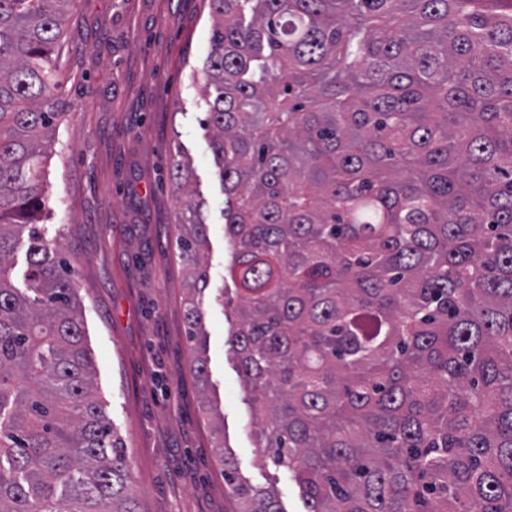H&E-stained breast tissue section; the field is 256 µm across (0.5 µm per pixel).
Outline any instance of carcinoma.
Masks as SVG:
<instances>
[{"instance_id":"obj_1","label":"carcinoma","mask_w":512,"mask_h":512,"mask_svg":"<svg viewBox=\"0 0 512 512\" xmlns=\"http://www.w3.org/2000/svg\"><path fill=\"white\" fill-rule=\"evenodd\" d=\"M70 0H0V512H141L39 224ZM208 0L228 334L305 512H512V6ZM189 164L171 167L176 187ZM180 258L197 342L207 224ZM25 265L17 272L15 256ZM240 512H282L234 483Z\"/></svg>"}]
</instances>
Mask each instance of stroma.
Wrapping results in <instances>:
<instances>
[{
	"label": "stroma",
	"mask_w": 512,
	"mask_h": 512,
	"mask_svg": "<svg viewBox=\"0 0 512 512\" xmlns=\"http://www.w3.org/2000/svg\"><path fill=\"white\" fill-rule=\"evenodd\" d=\"M207 0H72L58 42L56 129L44 182L55 217L44 226L69 259L82 304L96 394L124 445L141 512H237L232 484L275 492L303 512L287 468L259 460L251 406L227 343L224 192L200 118L209 54ZM190 159L191 196L169 178ZM198 203L208 225L207 373L190 369L189 270L178 257L179 214ZM235 463L227 483L215 446Z\"/></svg>",
	"instance_id": "35a3bbf8"
}]
</instances>
